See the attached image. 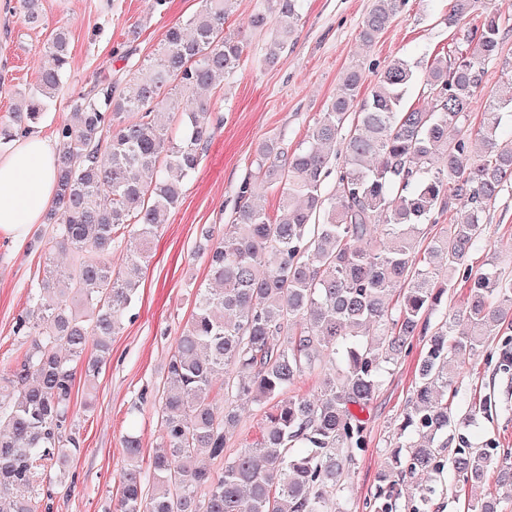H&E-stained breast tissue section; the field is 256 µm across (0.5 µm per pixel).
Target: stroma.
<instances>
[{
	"mask_svg": "<svg viewBox=\"0 0 512 512\" xmlns=\"http://www.w3.org/2000/svg\"><path fill=\"white\" fill-rule=\"evenodd\" d=\"M150 3L41 0L45 24L32 30L22 22L20 0H0V121L8 119L19 94L34 87L48 67L50 59L43 47L53 31L66 28L70 70L37 128L38 135L54 142V131L68 117L71 100L88 91L100 71L123 68L115 52L122 49L131 24L147 21L134 43L132 60L137 63L155 54L168 28L192 12L198 0H168L166 11L156 15L151 14ZM372 4L373 0H305L294 44L276 66L269 67L262 61L268 31L246 26L251 15L264 9L265 0H237L228 23L241 31L246 48L238 67L212 92L220 110L211 149L185 181L180 204L160 228L139 296L112 338L110 362L93 390L80 383L73 388L71 417L81 437V447L68 463L75 485L55 491L46 512H118L123 436L136 431L146 458L159 443L164 367L192 312V290L207 281V265L197 253L202 233L210 229L218 234L232 223L237 189L254 167L258 143L270 137L291 146L301 141L350 67L361 65L371 82L394 58L447 47L444 19L450 0H408L368 46L360 32ZM486 223L491 248L501 258L511 256V191L491 207ZM48 231V225L36 224L25 241L0 238V375L27 346L14 327L28 305L32 279L43 267L44 253L30 241ZM421 356V344H414L363 412L369 444L346 481L351 512H372L369 503L385 453L398 440L395 424L418 377ZM461 386L464 396L453 404L460 417L468 412L467 394L477 390L495 394L492 410L472 427L474 441L512 449V370H497L481 351L467 359Z\"/></svg>",
	"mask_w": 512,
	"mask_h": 512,
	"instance_id": "35a3bbf8",
	"label": "stroma"
}]
</instances>
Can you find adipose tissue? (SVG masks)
I'll use <instances>...</instances> for the list:
<instances>
[{"mask_svg": "<svg viewBox=\"0 0 512 512\" xmlns=\"http://www.w3.org/2000/svg\"><path fill=\"white\" fill-rule=\"evenodd\" d=\"M53 153L38 136L19 140L0 155V234L23 239L42 223L56 192Z\"/></svg>", "mask_w": 512, "mask_h": 512, "instance_id": "adipose-tissue-1", "label": "adipose tissue"}]
</instances>
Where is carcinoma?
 <instances>
[{"instance_id": "1", "label": "carcinoma", "mask_w": 512, "mask_h": 512, "mask_svg": "<svg viewBox=\"0 0 512 512\" xmlns=\"http://www.w3.org/2000/svg\"><path fill=\"white\" fill-rule=\"evenodd\" d=\"M39 2L21 0L33 29L43 22ZM234 2L200 0L154 57L99 77L55 130L57 189L44 223L70 262L59 268L46 256L14 330L30 344L0 378V512H39L41 494L74 484V382L90 387L100 374L158 230L210 149L219 111L211 91L244 51L240 33L224 28ZM301 2L266 0L251 16L254 30L275 26L266 65L295 40ZM405 5L375 0L363 41ZM446 25L454 49L395 58L365 92L362 70L352 69L293 151L279 138L259 145L233 223L218 237L206 230L198 247L210 283L196 289L165 365L162 435L148 470L139 435L123 436L120 512H350L346 479L368 445L358 411L416 339L423 356L401 414L404 441L386 453L374 512H399L405 495L412 512H429L432 487L402 488L420 472L446 471L463 486L492 474L512 491V452L463 433L491 399L472 402L466 417L452 411L466 358L512 329V278L496 254L476 271L467 264L485 245L486 212L512 189V138L502 139L512 60L508 94L483 93L485 65L502 56L509 28L484 0H452ZM46 51L51 67L0 125V150L43 120L70 67L68 32L57 29ZM420 80L431 107H408ZM258 182L279 197L274 219L256 202ZM447 213L451 223L439 226ZM126 239L117 271L112 254ZM451 289L463 297L449 314ZM316 370L310 398L297 385ZM269 403L259 436L224 456L238 407ZM207 460L224 469L213 474Z\"/></svg>"}]
</instances>
